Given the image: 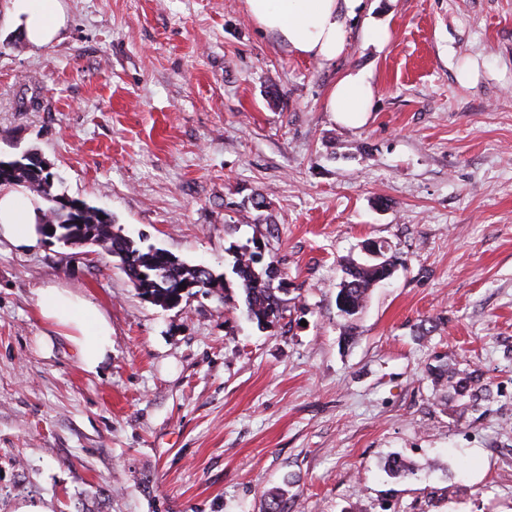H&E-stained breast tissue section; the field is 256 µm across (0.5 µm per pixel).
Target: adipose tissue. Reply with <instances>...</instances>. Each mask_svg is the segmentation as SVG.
I'll return each mask as SVG.
<instances>
[{"instance_id": "adipose-tissue-1", "label": "adipose tissue", "mask_w": 512, "mask_h": 512, "mask_svg": "<svg viewBox=\"0 0 512 512\" xmlns=\"http://www.w3.org/2000/svg\"><path fill=\"white\" fill-rule=\"evenodd\" d=\"M363 0H245L246 10L264 33L274 35L301 57L329 64L342 54L347 25ZM10 18L29 46L56 41L65 25L61 0H10ZM374 89L362 73L340 76L329 88L326 109L335 120L358 126L371 110ZM42 201L24 189H0V241L28 250L38 247L36 225ZM42 321L74 347L84 371L98 373L112 354V321L92 298L72 289H38Z\"/></svg>"}]
</instances>
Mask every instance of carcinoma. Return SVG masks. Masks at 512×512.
<instances>
[{
	"mask_svg": "<svg viewBox=\"0 0 512 512\" xmlns=\"http://www.w3.org/2000/svg\"><path fill=\"white\" fill-rule=\"evenodd\" d=\"M14 167L9 179L0 182V187H23L45 203L42 223L56 224L63 233L69 230L74 215L62 211L55 203L59 195L53 191L50 175L31 166L23 157L13 159ZM81 223L94 233V239L102 251L107 254H117L122 261V270L128 278L138 276L141 271H151L157 286L150 289L154 303L167 306L173 296L180 291L183 283H200L207 292L228 294L230 282L222 274L210 279L197 265L180 262L176 267L168 269L161 262L157 253L144 251L138 243L114 230L112 216L101 214L100 208L84 205L80 215ZM233 274L242 290L244 303L250 319L260 328H265L279 322L286 312L285 300L279 294L288 292L286 288L271 285L270 274L264 267H257L253 261V251L244 247L236 253L233 264ZM384 271L371 263L350 260L345 264L344 277L347 287L336 291V307L340 314L347 319L354 318L363 308L372 289L381 282ZM454 395L458 399H468L472 407L478 406L481 400L482 386L479 380L465 373L453 385ZM385 471L395 477H405L412 474V469L400 458L387 459Z\"/></svg>",
	"mask_w": 512,
	"mask_h": 512,
	"instance_id": "cac0c4a2",
	"label": "carcinoma"
}]
</instances>
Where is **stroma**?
Masks as SVG:
<instances>
[{"label": "stroma", "instance_id": "stroma-1", "mask_svg": "<svg viewBox=\"0 0 512 512\" xmlns=\"http://www.w3.org/2000/svg\"><path fill=\"white\" fill-rule=\"evenodd\" d=\"M63 3L34 50L0 0V158L38 153L56 193L191 265L228 276L261 242L288 310L165 309L98 247L1 244L0 512H265L277 490L284 512H512V0H363L324 65L244 0ZM349 71L374 87L359 127L325 110ZM370 240L399 262L347 342L336 287ZM51 285L111 316L99 373L39 319ZM438 364L479 375L478 408Z\"/></svg>", "mask_w": 512, "mask_h": 512}]
</instances>
